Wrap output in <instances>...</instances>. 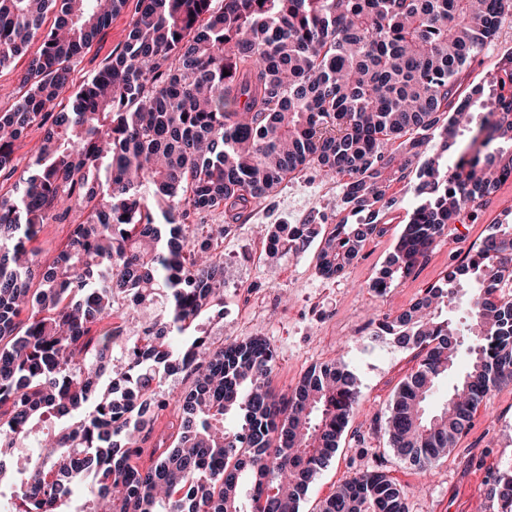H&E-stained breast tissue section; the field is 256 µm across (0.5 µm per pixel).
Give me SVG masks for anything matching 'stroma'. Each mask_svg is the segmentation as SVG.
<instances>
[{
	"label": "stroma",
	"instance_id": "1",
	"mask_svg": "<svg viewBox=\"0 0 512 512\" xmlns=\"http://www.w3.org/2000/svg\"><path fill=\"white\" fill-rule=\"evenodd\" d=\"M134 9L127 4L93 41L72 73L74 84L94 76L120 49ZM338 193L337 182L309 169L230 224L219 248L224 257V316L204 320L203 327L217 346L246 332L267 339L276 352L272 389L279 395L291 393L312 366L340 356L357 376L361 405L350 417L335 456L310 484L300 512H319L338 486L366 470L393 478L409 512H496L490 489L498 472L512 468V382L492 392L453 451L426 478L391 448L382 424L395 391L418 366L416 353L389 340L371 341L368 334L375 321L394 318L426 288L441 283L477 250L490 224L512 215V181L494 193L477 219L452 225L415 275L382 296L369 285L416 202L413 179L392 184L389 193L398 207L386 218L385 234L367 241L341 277L320 276L319 242L300 253L283 246L272 254L266 247L273 225L301 224L315 211L324 217L323 232H330L337 222ZM258 292L275 294L277 308L256 315L252 298Z\"/></svg>",
	"mask_w": 512,
	"mask_h": 512
}]
</instances>
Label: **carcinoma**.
Returning a JSON list of instances; mask_svg holds the SVG:
<instances>
[{"instance_id":"cac0c4a2","label":"carcinoma","mask_w":512,"mask_h":512,"mask_svg":"<svg viewBox=\"0 0 512 512\" xmlns=\"http://www.w3.org/2000/svg\"><path fill=\"white\" fill-rule=\"evenodd\" d=\"M126 3L0 0V66L41 39L25 91L0 111V178L18 171L28 130L46 127L14 193L0 195V498L13 512H299L360 404L358 380L338 358L279 397L265 338L214 345L200 320L224 310L217 248L228 226L191 218L220 209L236 221L314 168L340 183L342 218L324 237L314 216L276 224L268 248L300 252L319 236L318 272L335 279L384 233L391 183L413 173L418 201L370 285L386 294L512 179V51L489 93L464 83L512 26V0H137L120 50L53 111ZM466 133L475 149L450 168L444 152ZM64 221L67 244L40 266L32 243ZM511 267L505 218L369 336L423 353L385 432L425 473L512 380V300L500 293ZM461 290L463 331L443 315ZM160 295L165 317L140 323ZM177 372L192 385L171 396ZM171 404L174 432L153 442L146 465L144 445ZM494 497L512 512V470L498 474ZM320 512L409 510L393 480L367 471Z\"/></svg>"}]
</instances>
